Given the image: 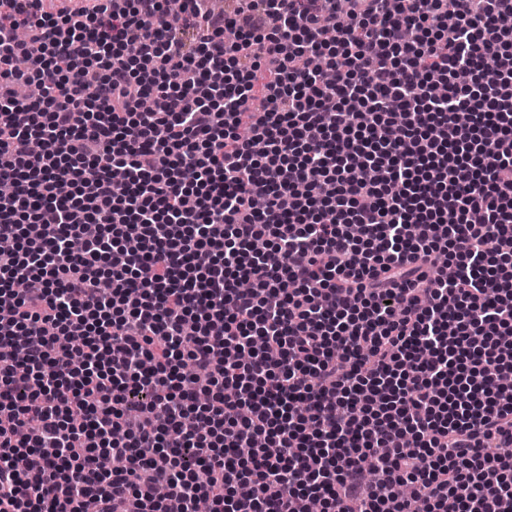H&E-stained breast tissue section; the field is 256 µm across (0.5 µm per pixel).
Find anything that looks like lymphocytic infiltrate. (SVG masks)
<instances>
[{"instance_id": "obj_1", "label": "lymphocytic infiltrate", "mask_w": 512, "mask_h": 512, "mask_svg": "<svg viewBox=\"0 0 512 512\" xmlns=\"http://www.w3.org/2000/svg\"><path fill=\"white\" fill-rule=\"evenodd\" d=\"M339 1L0 0V512H512V0Z\"/></svg>"}]
</instances>
